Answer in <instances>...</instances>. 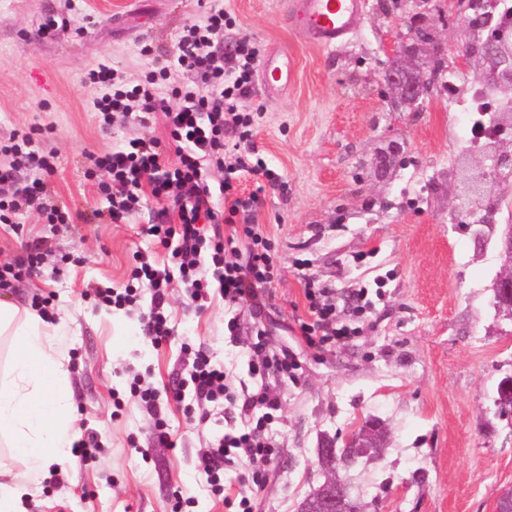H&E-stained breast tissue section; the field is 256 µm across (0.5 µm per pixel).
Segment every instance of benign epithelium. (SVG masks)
<instances>
[{
    "instance_id": "7a95c632",
    "label": "benign epithelium",
    "mask_w": 512,
    "mask_h": 512,
    "mask_svg": "<svg viewBox=\"0 0 512 512\" xmlns=\"http://www.w3.org/2000/svg\"><path fill=\"white\" fill-rule=\"evenodd\" d=\"M429 17L420 13L417 23L408 25V32L403 36V43L393 50L391 63L384 72L383 82L387 91L384 98L388 102L402 105H421L430 85V78L424 69L429 62L421 66L407 64L409 52L422 44L432 45L433 52L443 50L442 44L433 41L428 33L417 29L420 23H427ZM479 65L484 71V81L496 85L512 84V49L501 44V36L494 33L488 36L481 46L465 44L457 47V56L452 67L465 69ZM512 181V149L504 143L493 141L484 147L482 163L462 171L460 184L454 198V208L470 217L477 215L488 196L489 186L503 185ZM501 271L493 280L492 305L497 314L512 320V225H504L498 241ZM384 431L374 422H368L346 445V452L338 455L335 445H324L317 451L318 462L324 469L331 470L338 466L346 469L348 460L356 449L368 451L381 447L380 438ZM346 486L340 480L323 483L311 496V503L306 512H346Z\"/></svg>"
}]
</instances>
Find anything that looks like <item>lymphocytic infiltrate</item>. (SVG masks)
Listing matches in <instances>:
<instances>
[{
    "label": "lymphocytic infiltrate",
    "mask_w": 512,
    "mask_h": 512,
    "mask_svg": "<svg viewBox=\"0 0 512 512\" xmlns=\"http://www.w3.org/2000/svg\"><path fill=\"white\" fill-rule=\"evenodd\" d=\"M234 20L220 0H210L203 21L183 26L174 54L154 52L143 46V56L150 65L138 84L117 83L112 68L101 66L89 70V83L103 86L104 92L94 103L103 125L116 118L133 120L144 131L156 115H164L176 146L175 162L167 160V146L146 135L129 141L126 149L93 155L87 174L105 173L99 184L110 202L111 222L124 220L141 209L145 199L172 200L173 207L161 210V221L147 225L144 233L167 251L163 266L141 261L134 270L135 281L122 289H97L100 301L122 310L136 305L143 291H150V310L141 319L142 331L154 343L167 341L173 334L164 313L168 289L173 280L189 284L193 301H206L218 293L225 301L260 311L269 306L272 288L278 277L274 247L262 225L257 222L262 204L259 191L244 193L239 181L252 175L263 185L281 186L282 178L269 169L254 146V115L248 105L252 97L258 52L248 38L223 47L218 39ZM193 73L196 84L177 83L178 71ZM0 153L10 156L8 167L0 168V183L12 178L20 169L36 168L52 172L53 152L44 150L29 135L0 144ZM223 172L218 185L203 179L202 163ZM44 186L35 182L12 197L0 196V223L12 224L22 207L41 211L47 223L65 224L68 212L42 202ZM229 233H221V224ZM246 244V261H236L239 244ZM212 274H205V266ZM310 321L300 330L317 349L344 344L354 336V329L338 324L332 291L316 281L305 284ZM254 351L263 355L261 362L249 366L253 379L259 380L257 391L236 395L231 389L232 375L214 364L205 346L193 351L186 383L172 390L176 401L193 396L198 405L218 400L239 408V421H227L201 466L212 490H221L223 463L247 459L251 465L248 482L260 486L261 464L275 454L265 437V430L278 409L262 381L269 373L291 375L296 369L294 355L288 349L264 353L262 342Z\"/></svg>",
    "instance_id": "lymphocytic-infiltrate-1"
}]
</instances>
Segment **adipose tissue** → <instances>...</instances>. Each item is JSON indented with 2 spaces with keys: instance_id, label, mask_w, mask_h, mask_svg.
Wrapping results in <instances>:
<instances>
[{
  "instance_id": "ef3b65f1",
  "label": "adipose tissue",
  "mask_w": 512,
  "mask_h": 512,
  "mask_svg": "<svg viewBox=\"0 0 512 512\" xmlns=\"http://www.w3.org/2000/svg\"><path fill=\"white\" fill-rule=\"evenodd\" d=\"M61 324L0 300V337L10 339L0 371V442L21 457L24 470L0 466V512H27L50 464L69 457L80 431L70 394Z\"/></svg>"
}]
</instances>
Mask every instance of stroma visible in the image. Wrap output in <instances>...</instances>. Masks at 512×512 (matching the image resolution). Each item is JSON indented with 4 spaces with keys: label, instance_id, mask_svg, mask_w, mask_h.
Masks as SVG:
<instances>
[{
    "label": "stroma",
    "instance_id": "stroma-1",
    "mask_svg": "<svg viewBox=\"0 0 512 512\" xmlns=\"http://www.w3.org/2000/svg\"><path fill=\"white\" fill-rule=\"evenodd\" d=\"M438 2L368 0L350 42L328 53L283 26L280 0H223L235 19L225 41L245 35L260 53L280 47L295 61L285 93L252 99L255 146L283 178L257 215L276 250L275 301L256 313L217 294L201 308L173 282L165 310L174 334L160 344L141 331L149 297L126 311L96 296L130 282L135 254L160 261L166 251L141 233L156 223L160 203L148 201L121 224L99 217L109 201L86 177L87 157L123 148L142 130L120 120L102 128L93 102L103 89L85 75L104 64L138 79L147 65L142 45L174 53L182 26L202 20L207 4L10 0L0 8V141L28 133L55 155L52 173L22 172L0 193L40 180L47 203L72 217L47 224L26 209L17 217L22 234L0 225V264L25 244L42 248L39 271L0 298L26 309L44 299L46 314L62 320L76 425L100 445L84 462L51 466L28 512H171L178 489L193 497L191 512H226L200 469L224 413L192 422L167 394L201 343L237 384L253 388L248 365L259 333L266 351L289 348L298 369L288 381L265 378L279 404L267 433L276 456L253 492L254 512H298L324 479L317 448L343 446L370 419L385 428V447L343 474L364 512H495L512 490V416H499L494 404L499 381L512 374V321L491 304L512 185L494 188L483 223H470L453 207L452 174L482 147L459 144L463 114L438 90L418 110L391 109L383 98L390 46L413 14ZM393 141L401 153L381 171L375 160ZM379 276L387 279L381 288ZM308 278L340 297L368 289L372 306L349 343L324 351L305 343ZM232 317L233 337L224 330ZM136 375L164 393L160 415L131 396ZM159 416L173 447L154 441Z\"/></svg>",
    "mask_w": 512,
    "mask_h": 512
}]
</instances>
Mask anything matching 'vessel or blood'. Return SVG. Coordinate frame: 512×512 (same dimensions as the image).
Listing matches in <instances>:
<instances>
[{
  "label": "vessel or blood",
  "instance_id": "1",
  "mask_svg": "<svg viewBox=\"0 0 512 512\" xmlns=\"http://www.w3.org/2000/svg\"><path fill=\"white\" fill-rule=\"evenodd\" d=\"M367 0H283V20L309 44L326 52L348 42L366 11ZM260 86L265 96L287 90L294 67L288 53L275 49L260 62Z\"/></svg>",
  "mask_w": 512,
  "mask_h": 512
}]
</instances>
